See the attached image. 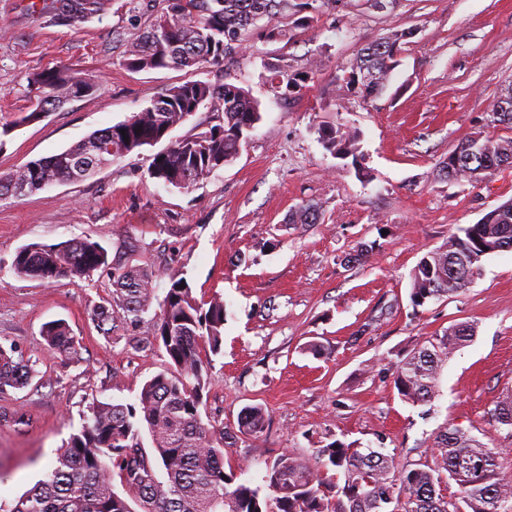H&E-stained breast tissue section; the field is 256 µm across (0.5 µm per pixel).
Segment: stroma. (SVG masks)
Here are the masks:
<instances>
[{"instance_id":"1","label":"stroma","mask_w":512,"mask_h":512,"mask_svg":"<svg viewBox=\"0 0 512 512\" xmlns=\"http://www.w3.org/2000/svg\"><path fill=\"white\" fill-rule=\"evenodd\" d=\"M29 2L0 0V124L15 126L0 139V176L127 120L175 82L243 87L261 120L232 163L187 189L150 178L146 147L86 180L0 201V344L37 362L27 386L0 391L1 506L43 477L91 399L133 402L165 365L163 353L134 347L151 335V319L109 339L97 331L92 308L112 290L105 273L52 285L14 273L20 248L74 239L149 264L157 297L178 267L198 301L223 299L224 342L209 358L201 414L235 431L224 463L239 481L264 486L279 455L308 457L335 441L386 449L412 468L446 426L476 435L512 479V428L491 417L512 393V251L483 259L458 293L420 307L410 299L425 253L512 199V167L478 182L436 174L461 142L512 138L492 115L512 84V0H329L278 15L284 37L254 29L249 52L190 72L121 63L126 39L166 11V0H113L102 20L75 26L50 24ZM404 29L411 36L386 89L366 97L347 79L351 63ZM60 65L92 75L95 91L23 122L31 77ZM272 65L294 75L291 90L271 87ZM334 125L352 138L349 152L321 141ZM306 202L317 204L318 223H289ZM362 244L373 248L367 262L344 265ZM56 319L77 340L64 361L43 348L41 329ZM461 322L476 334L445 362L435 399L404 402L394 363ZM252 405L267 412L256 437L237 432ZM15 411L24 423L9 421Z\"/></svg>"}]
</instances>
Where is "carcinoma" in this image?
I'll return each mask as SVG.
<instances>
[{
    "label": "carcinoma",
    "mask_w": 512,
    "mask_h": 512,
    "mask_svg": "<svg viewBox=\"0 0 512 512\" xmlns=\"http://www.w3.org/2000/svg\"><path fill=\"white\" fill-rule=\"evenodd\" d=\"M168 9L144 31L126 41L122 64L130 71L199 69L217 65L248 47V31L261 20L288 8V0H167ZM111 0H44L34 12L59 26L100 19ZM410 33L397 31L364 48L351 65L348 79L360 82L368 96L380 93L398 65L402 42ZM38 95L24 122L41 119L65 103L94 91L89 78L49 68L34 74ZM210 120L181 137L172 132L197 112ZM495 121L512 126V86L494 104ZM261 120L258 102L234 84L189 80L172 84L127 120L98 130L50 157L31 160L0 177V200L20 199L55 183L89 178L116 158L145 146L162 148L152 156L149 175L165 185L187 189L231 163ZM329 149L350 137L329 128L321 131ZM512 166V140L478 138L459 144L439 166L450 180L480 181ZM315 205L293 211L291 224H315ZM512 250V199L489 211L477 224L448 235L442 247L426 253L415 266L411 301L456 293L468 286L492 254ZM16 275L53 284L82 280L106 272L112 293L92 309L100 334L112 338L119 322L137 326L158 301L152 335L136 339L142 351H163L167 367L147 380L132 403L92 399L81 430L72 435L55 461L7 512H512V481L499 476L494 451L463 429L444 428L435 438L432 462L403 469L395 455L335 441L310 459L281 454L267 467L269 494L237 481L224 471V442L202 422L203 392L209 388L208 359L202 346L217 354L223 345L226 307L215 296L202 304L177 270L168 273L169 288L157 300L153 272L119 259L89 240L27 245L15 254ZM46 349L68 357L75 339L63 320L45 323ZM475 336L467 322L422 345L400 361L393 384L401 398L428 404L437 392L440 371L453 352ZM34 372L32 360L0 346V390L23 388ZM492 417L512 427V394L497 401ZM267 415L260 406L246 408L238 432L257 437ZM148 434L150 446L144 445ZM336 472L330 483L321 468ZM452 480L455 499L439 488Z\"/></svg>",
    "instance_id": "cac0c4a2"
}]
</instances>
